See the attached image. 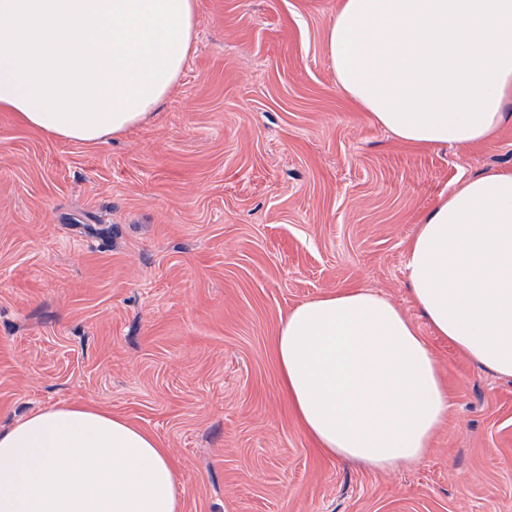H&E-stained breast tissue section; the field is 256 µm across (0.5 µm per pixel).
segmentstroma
Wrapping results in <instances>:
<instances>
[{
	"label": "stroma",
	"instance_id": "1",
	"mask_svg": "<svg viewBox=\"0 0 512 512\" xmlns=\"http://www.w3.org/2000/svg\"><path fill=\"white\" fill-rule=\"evenodd\" d=\"M337 0H199L156 112L104 143L0 112V429L91 404L152 434L182 512H512V378L437 339L408 242L462 180L512 170V122L476 146L403 144L341 94ZM368 288L411 319L448 387L422 461L319 452L281 392L282 317Z\"/></svg>",
	"mask_w": 512,
	"mask_h": 512
}]
</instances>
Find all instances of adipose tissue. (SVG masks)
I'll return each instance as SVG.
<instances>
[{
  "instance_id": "ef3b65f1",
  "label": "adipose tissue",
  "mask_w": 512,
  "mask_h": 512,
  "mask_svg": "<svg viewBox=\"0 0 512 512\" xmlns=\"http://www.w3.org/2000/svg\"><path fill=\"white\" fill-rule=\"evenodd\" d=\"M196 25L197 0H0V111L104 142L163 102ZM325 50L346 98L404 142L474 145L512 120V0H339ZM406 269L433 334L512 377V171L440 198ZM273 353L301 428L330 457L413 465L448 418L426 340L372 290L300 303ZM0 512H181V489L149 433L93 406H54L0 430Z\"/></svg>"
}]
</instances>
